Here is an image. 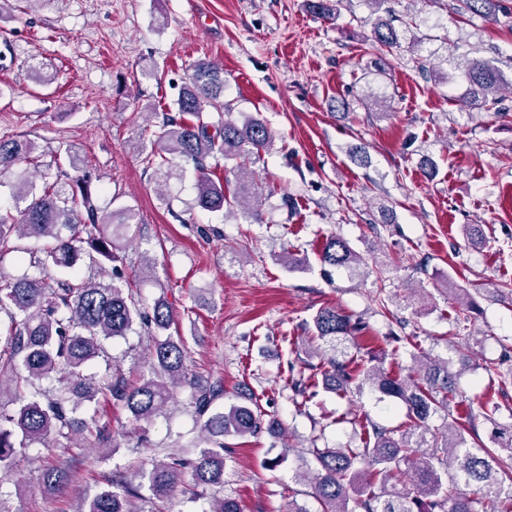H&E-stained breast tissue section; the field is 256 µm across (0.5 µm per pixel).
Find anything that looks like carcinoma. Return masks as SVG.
Returning <instances> with one entry per match:
<instances>
[{"label": "carcinoma", "instance_id": "1", "mask_svg": "<svg viewBox=\"0 0 512 512\" xmlns=\"http://www.w3.org/2000/svg\"><path fill=\"white\" fill-rule=\"evenodd\" d=\"M366 2L376 15L371 21L373 43L400 46L403 30L394 25L389 7L393 0ZM453 10L494 22L501 15L512 16L499 0H455ZM460 71L469 85L468 98L489 109L499 104L502 81L491 62L471 58ZM224 86V69L203 60L194 64L180 88L177 115L164 117L156 150L144 161L159 168L173 158L193 164L196 206L227 213L238 208L243 217L254 218L258 197L249 164L273 149L276 133L256 116L241 122L226 118L217 126L208 121L210 111H229ZM36 150L31 141L1 138L0 174L19 163H31ZM219 157L236 161L231 190L208 172L207 159ZM44 167L41 191H36L34 181L20 176L11 184L13 209H0L1 244L13 234L47 240L35 261L38 273L0 284V313L9 320L0 342V387L6 381L14 386L19 403L11 412L0 406V468L12 466L20 451L51 436L70 441L80 432L104 439L105 430L92 409L101 398L122 404L135 422L148 423L163 412L172 389L185 379L186 351L171 336L154 342L151 375L137 387L130 388L114 376L96 382L84 375L87 363L104 353V343L128 335L141 314L129 292L131 285L119 272L108 280L82 278L81 262L86 258L93 264L122 262L117 250L141 218L131 208L112 212L100 208L91 178L70 177L61 169L53 174L51 162ZM62 176L68 180L65 186L59 184ZM80 224L87 227L84 237ZM320 261L332 268H351L362 259L349 242L331 236L321 247ZM174 320L170 306L163 302L154 305L148 318L162 332ZM362 330L361 323L340 309H319L305 339L303 370L290 378L291 388L298 395L305 393L306 369L339 396L362 380L402 402L407 422L402 429H389L365 419V438L357 448H322L321 436L310 439L306 451L316 469L308 479L318 512H512V427L494 436L506 450L505 458L488 448L468 446L470 430L461 427L449 409L457 394V373L448 362L417 360L419 377L414 378L393 375L374 364L378 357L370 351L355 357L337 350L345 342L357 344ZM53 374L58 382L54 390L37 387V382ZM192 388L195 412L204 419L200 433L206 446L191 459L177 454L153 459L134 474L148 483L156 499H165L180 487L223 488L229 454L224 437L262 433L279 437L285 432L281 420L252 401L215 410V402L224 397V386L218 382L198 379ZM82 407L87 418L78 419L75 414ZM440 415L444 426L438 431L432 421ZM69 478L61 467L43 473L49 489L65 485ZM473 486L476 497L469 492ZM137 494L130 482L112 483L85 500L78 512H131V498ZM205 512H241V508L236 499L216 495Z\"/></svg>", "mask_w": 512, "mask_h": 512}]
</instances>
